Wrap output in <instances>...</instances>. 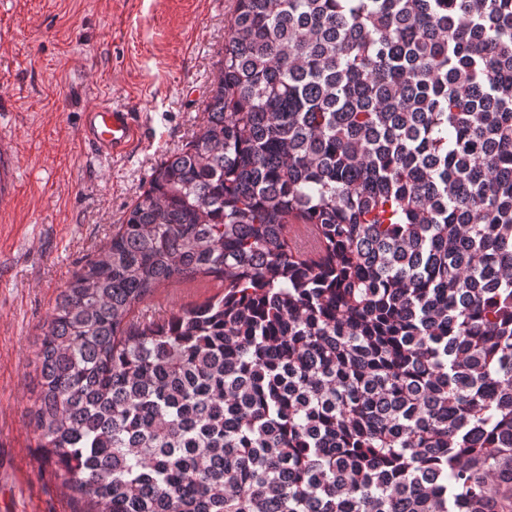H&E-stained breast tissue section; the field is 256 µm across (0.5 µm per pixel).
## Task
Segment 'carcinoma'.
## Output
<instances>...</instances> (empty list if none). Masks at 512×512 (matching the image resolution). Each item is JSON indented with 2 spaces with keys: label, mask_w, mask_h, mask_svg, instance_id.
Returning a JSON list of instances; mask_svg holds the SVG:
<instances>
[{
  "label": "carcinoma",
  "mask_w": 512,
  "mask_h": 512,
  "mask_svg": "<svg viewBox=\"0 0 512 512\" xmlns=\"http://www.w3.org/2000/svg\"><path fill=\"white\" fill-rule=\"evenodd\" d=\"M200 275L224 295L128 319ZM35 371L84 512H512V0H235L203 125ZM288 240L295 251L313 257L318 254L319 248L314 234L306 224H290L288 227Z\"/></svg>",
  "instance_id": "1"
}]
</instances>
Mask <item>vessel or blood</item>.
I'll return each mask as SVG.
<instances>
[{"instance_id":"b4317fda","label":"vessel or blood","mask_w":512,"mask_h":512,"mask_svg":"<svg viewBox=\"0 0 512 512\" xmlns=\"http://www.w3.org/2000/svg\"><path fill=\"white\" fill-rule=\"evenodd\" d=\"M83 140L92 145L97 153L114 156L138 142L139 130L129 110L98 103L84 113ZM16 187L13 141L0 136V201L12 198ZM288 240L294 250L307 256H316L319 251L316 238L308 225H289Z\"/></svg>"}]
</instances>
